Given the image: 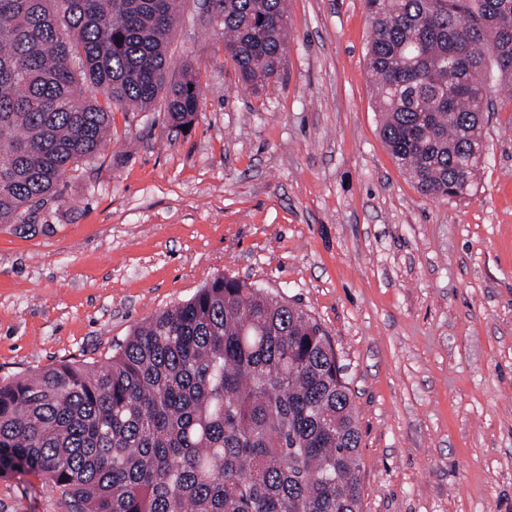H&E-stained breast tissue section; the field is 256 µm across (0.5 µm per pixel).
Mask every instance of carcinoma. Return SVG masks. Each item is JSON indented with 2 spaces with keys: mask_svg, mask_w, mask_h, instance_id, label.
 I'll return each mask as SVG.
<instances>
[{
  "mask_svg": "<svg viewBox=\"0 0 512 512\" xmlns=\"http://www.w3.org/2000/svg\"><path fill=\"white\" fill-rule=\"evenodd\" d=\"M367 65L392 157L425 195H469L487 73L512 85V0H365ZM257 93L285 73V0H214ZM176 0H0V224H33L105 147L113 109L164 100ZM322 326L229 274L137 326L99 367L0 382V478L40 477L77 512H361V430Z\"/></svg>",
  "mask_w": 512,
  "mask_h": 512,
  "instance_id": "obj_1",
  "label": "carcinoma"
}]
</instances>
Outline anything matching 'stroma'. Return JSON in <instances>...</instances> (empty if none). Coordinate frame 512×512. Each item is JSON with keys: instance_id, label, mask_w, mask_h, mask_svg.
<instances>
[{"instance_id": "obj_1", "label": "stroma", "mask_w": 512, "mask_h": 512, "mask_svg": "<svg viewBox=\"0 0 512 512\" xmlns=\"http://www.w3.org/2000/svg\"><path fill=\"white\" fill-rule=\"evenodd\" d=\"M364 0H288L282 81L252 92L205 0H182L171 74L200 109L112 113V142L33 224H0V380L95 366L228 273L325 329L362 432V512H512V99L492 94L470 196L418 191L388 153ZM0 512H73L30 474Z\"/></svg>"}]
</instances>
